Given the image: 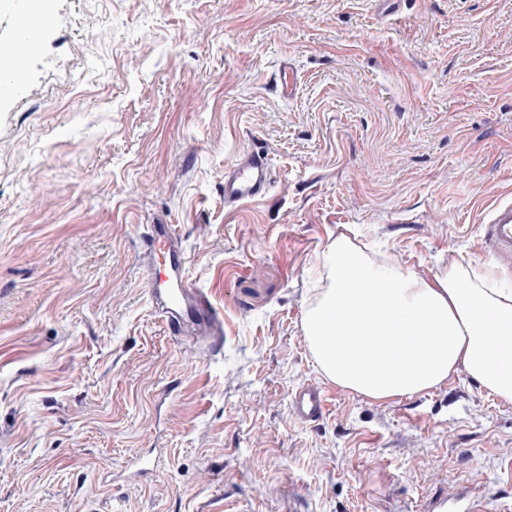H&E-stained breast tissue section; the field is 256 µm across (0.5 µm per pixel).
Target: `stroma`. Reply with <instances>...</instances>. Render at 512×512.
<instances>
[{
  "label": "stroma",
  "instance_id": "1",
  "mask_svg": "<svg viewBox=\"0 0 512 512\" xmlns=\"http://www.w3.org/2000/svg\"><path fill=\"white\" fill-rule=\"evenodd\" d=\"M0 93V512H423L512 500V404L457 366L373 400L303 324L329 244L428 279L494 266L512 0H47ZM297 75L281 93L285 69ZM264 152L268 193L224 203ZM173 225L217 341L142 275ZM326 391L318 422L292 398Z\"/></svg>",
  "mask_w": 512,
  "mask_h": 512
}]
</instances>
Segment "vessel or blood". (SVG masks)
Returning <instances> with one entry per match:
<instances>
[{"mask_svg": "<svg viewBox=\"0 0 512 512\" xmlns=\"http://www.w3.org/2000/svg\"><path fill=\"white\" fill-rule=\"evenodd\" d=\"M272 173L267 157L258 152L244 155L224 174V201L237 205L264 195ZM491 251L512 262V200L496 202L481 220ZM149 263L164 260L169 266L166 280L149 276V293L157 312L174 336L203 338L219 334L222 322L207 296L193 288L185 275L187 257L170 225H154L145 241ZM296 418L306 422L323 417L326 400L315 384L303 386L293 398Z\"/></svg>", "mask_w": 512, "mask_h": 512, "instance_id": "b4317fda", "label": "vessel or blood"}]
</instances>
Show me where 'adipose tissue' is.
<instances>
[{
	"label": "adipose tissue",
	"mask_w": 512,
	"mask_h": 512,
	"mask_svg": "<svg viewBox=\"0 0 512 512\" xmlns=\"http://www.w3.org/2000/svg\"><path fill=\"white\" fill-rule=\"evenodd\" d=\"M329 286L306 313L304 331L322 372L374 400L411 396L444 383L457 364L500 401L512 404V288L464 265L424 279L379 265L350 238L325 255ZM387 345L360 344L365 329ZM501 336L500 356L488 338Z\"/></svg>",
	"instance_id": "obj_1"
}]
</instances>
